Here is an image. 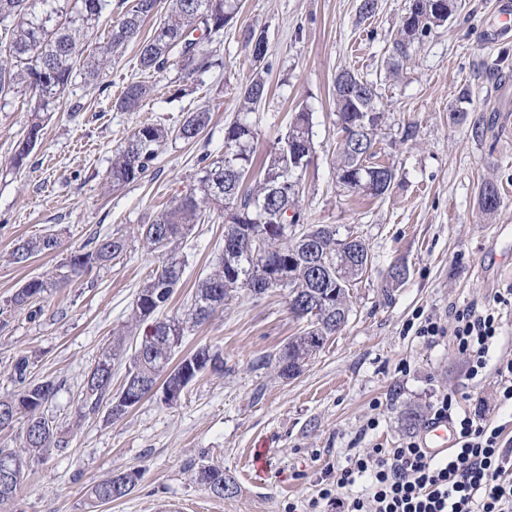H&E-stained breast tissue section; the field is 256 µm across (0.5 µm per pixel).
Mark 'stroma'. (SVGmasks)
Returning a JSON list of instances; mask_svg holds the SVG:
<instances>
[{"label": "stroma", "mask_w": 512, "mask_h": 512, "mask_svg": "<svg viewBox=\"0 0 512 512\" xmlns=\"http://www.w3.org/2000/svg\"><path fill=\"white\" fill-rule=\"evenodd\" d=\"M494 2L454 0L448 22L393 76L386 61L409 0H377L368 18L359 0H238L236 19L216 46L222 67L197 77L175 69L153 75L152 92L124 112L114 102L138 77V48L124 47L105 77L107 91L75 75L20 169L10 160L34 102L25 92L0 101V306L94 236L128 243L120 259L47 294L37 315H0V396L15 393L14 361L29 356L34 380L57 386L43 413L66 442L31 458L0 512H163L170 503L183 512H288L289 504L317 496L327 466L344 465L350 449L397 448L409 434H423L424 423L404 426V409L426 413L444 392L466 408L491 399L492 384L466 379L452 336L429 342L408 325L422 312L445 319L453 308L492 303L511 283L501 259L512 257V33L500 32ZM250 26L265 31L269 44V92L253 116L256 155L272 149L298 109L311 112L315 152L299 193L305 214L309 223L336 226L340 236L360 237L373 265L350 290L347 323L297 375L284 378L274 368L283 346L306 327L290 313L287 290H242L188 332L178 350L219 349L223 375L202 373L170 406L153 393L117 420L103 410L82 412L85 372L128 324L158 264L137 240L138 225L193 188L198 156L224 153V128L255 70L241 37ZM345 67L376 83L387 108L379 158L394 167L396 181L379 198L336 183L332 88ZM465 92L467 114L453 122L449 111ZM201 107L211 121L196 142H169L141 179L104 188L115 152L140 122L175 129ZM411 124L416 134L408 139ZM488 180L500 194L489 217L479 206ZM224 224L223 209L213 208L179 244L185 274L167 315L188 313L198 281L224 249ZM45 235L57 237L60 248L14 263L20 241ZM397 262L408 275L386 287ZM403 362L409 372H400ZM373 416L379 424L370 430ZM257 449L267 460L260 471L251 464ZM205 465L233 477L237 494L213 496L195 477ZM130 471L140 479L128 496L92 502L94 485Z\"/></svg>", "instance_id": "stroma-1"}]
</instances>
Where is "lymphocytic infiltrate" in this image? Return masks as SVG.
<instances>
[{
  "mask_svg": "<svg viewBox=\"0 0 512 512\" xmlns=\"http://www.w3.org/2000/svg\"><path fill=\"white\" fill-rule=\"evenodd\" d=\"M509 306L511 288L497 293L492 305L456 310L450 324L429 316L417 329L429 341L452 335L467 379L493 381L502 406L512 405V358L494 351L501 339L499 310ZM486 411L485 402L469 410L454 394H440L426 420L452 425L448 455L430 456L413 436L397 448L363 449L337 468L305 512H512V434Z\"/></svg>",
  "mask_w": 512,
  "mask_h": 512,
  "instance_id": "obj_1",
  "label": "lymphocytic infiltrate"
}]
</instances>
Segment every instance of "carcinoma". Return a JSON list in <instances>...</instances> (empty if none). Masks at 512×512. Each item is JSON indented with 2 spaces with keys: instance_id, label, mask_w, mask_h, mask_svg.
<instances>
[{
  "instance_id": "obj_1",
  "label": "carcinoma",
  "mask_w": 512,
  "mask_h": 512,
  "mask_svg": "<svg viewBox=\"0 0 512 512\" xmlns=\"http://www.w3.org/2000/svg\"><path fill=\"white\" fill-rule=\"evenodd\" d=\"M111 0H0V100L23 87L35 98L31 122L25 138L12 156L13 167L21 168L43 139L41 113L52 110L58 96L74 77V66L82 56V39L94 28L110 6ZM450 0H409L412 22H401L392 42L387 64L391 75L399 72L410 51L433 29L444 25L450 14ZM158 0H134V4L111 22V38L99 47L97 55L83 62V75L89 83L106 90L102 72L112 62L117 50L137 43L140 70L147 74L171 67L187 76L202 75L222 66L214 51L203 47L220 41L224 28L234 22L235 0H169L168 13L151 37H142L144 22L152 17ZM245 47L254 62L264 61L269 46L265 31L249 27L242 30ZM152 91L144 81H132L115 101L121 110L133 111ZM269 86L262 72L241 87L240 112L224 127V155L210 154L198 160L197 186L161 210L138 236L143 246L158 254L157 269L143 282L134 310L135 329H143L134 354L126 366L123 384L112 393L115 362L124 356V335L119 333L100 351L84 377L82 408L94 413L104 407L114 420L127 413L126 388L138 381L152 385L162 382L163 393L171 397L163 402H177L184 390L208 365L212 372H224L222 354L205 345L174 359L185 333L208 322L213 314L240 289L262 295L271 288L288 289L290 313L307 322L303 334L293 337L282 349L275 366L283 377L301 370L303 363L322 349L337 331L338 317L349 316V286L372 265L366 244L358 237H338L328 224H307L297 205V187L313 158L312 114L304 109L295 113L287 132L278 137L267 158L256 162L253 142L256 129L250 116L267 98ZM336 125L349 133V148L338 144L336 182L350 179L358 189L373 197L388 193L395 182V170L374 162L378 127L384 109L377 85L350 69L337 75L333 89ZM210 122V111L190 112L176 130L160 124L143 122L128 136L115 154L107 171L106 182L119 188L139 180L170 139L186 143L196 141ZM481 208L486 215L500 206L496 184L487 181L481 187ZM213 206L234 210L233 222L224 225V250L207 275L196 287L194 303L186 317H156L168 306L175 288L183 280L185 264L175 251L204 212ZM60 247L57 238L42 236L18 244L12 252L14 263L24 264L33 256L50 253ZM123 237L96 236L74 249L51 277L28 280L8 302V307L25 308L52 289L63 288L85 274L102 267L126 251ZM30 360L20 355L14 362L15 395L0 397V409L11 413V422L25 419L18 448H0L5 458L27 459L61 448L53 421L42 408L54 396L52 381L35 382L30 378ZM138 475L121 472L95 485L91 497L96 501L119 500L135 488ZM196 479L217 497H231L238 491L236 482L224 470L212 465L201 467Z\"/></svg>"
}]
</instances>
